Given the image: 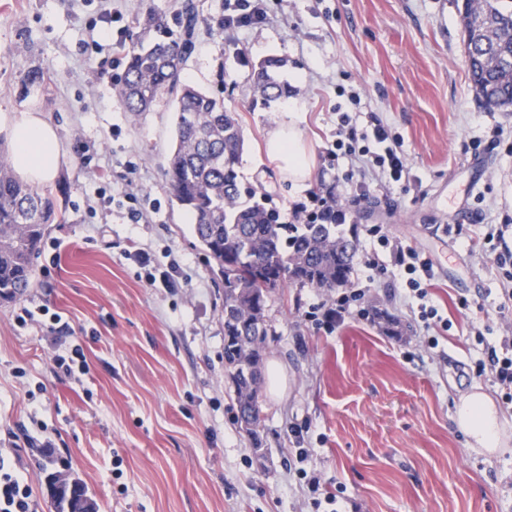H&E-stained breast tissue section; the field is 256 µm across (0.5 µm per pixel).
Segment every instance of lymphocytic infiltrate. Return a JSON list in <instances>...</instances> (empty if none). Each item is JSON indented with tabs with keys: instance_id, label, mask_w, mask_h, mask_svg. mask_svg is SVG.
Instances as JSON below:
<instances>
[{
	"instance_id": "1",
	"label": "lymphocytic infiltrate",
	"mask_w": 512,
	"mask_h": 512,
	"mask_svg": "<svg viewBox=\"0 0 512 512\" xmlns=\"http://www.w3.org/2000/svg\"><path fill=\"white\" fill-rule=\"evenodd\" d=\"M325 160L345 162L346 173L341 184H320L307 192L304 199L291 203L285 221L289 224H352L356 221L355 205L368 198L373 182H381L386 188H400L409 192L412 177L403 150V139L378 117H371L365 126L352 124L349 116H342L336 130V140L324 155ZM512 215L505 214L499 223L486 224L478 238H471L464 225L448 227L449 237L466 244L469 252H479L490 259L497 275L508 287L504 301L512 303ZM370 237L388 250L396 268L395 278L411 313L421 323L427 335L423 339L426 348L439 344L431 336L434 327L450 330L451 324L444 318L433 301L429 288L435 276L434 264L418 249L392 240L382 226L369 231ZM362 296L361 290L350 289L336 297L312 305L310 318L330 326L354 314L367 320L369 310L353 309V302ZM473 340L477 355L471 371L476 377L490 378L503 404L512 405V336L493 335L490 326L475 328ZM0 512H35L32 491L17 464L9 463L0 455Z\"/></svg>"
}]
</instances>
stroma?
Returning a JSON list of instances; mask_svg holds the SVG:
<instances>
[{
	"mask_svg": "<svg viewBox=\"0 0 512 512\" xmlns=\"http://www.w3.org/2000/svg\"><path fill=\"white\" fill-rule=\"evenodd\" d=\"M182 3L111 7L133 44L146 13L178 29ZM194 3L195 49L181 78L238 114L243 202L284 212L317 187L340 112L363 124L378 116L402 136L418 185L408 196L375 184L359 203L349 282L383 316L351 315L329 328L306 316L322 292L291 285L271 293L260 395L267 463L258 465L224 370V290L164 173L175 104L160 100L136 120L123 110L116 87L124 66L110 47L92 46L101 0H0V115L34 110L56 130L58 168L46 189L65 216L41 243L31 288L0 302V452L19 455L38 512H53L47 463L81 480L98 512H312L294 473L300 431L346 512H512V409L500 410L507 445L492 453L471 447L454 422L461 395L494 392L465 371L472 322L512 325L491 263L446 233L471 221L469 142L512 130V110L487 109L472 91L462 0H266V23L242 31L220 27L224 0ZM266 58L285 60L288 98L267 103L256 92L253 68ZM34 69L45 85L23 92ZM289 110L302 116L311 158L301 191L265 150ZM480 158L483 221L492 224L512 211V156L498 148ZM121 192L160 207L148 223H129L112 202ZM374 224L432 259V292L452 322L434 329L437 349L424 347L396 297L389 254L366 234ZM135 243L158 264L178 261L184 280L148 285L128 257ZM462 296L475 308L460 309ZM23 306L45 314L19 326ZM75 344L89 367L80 379L53 361L59 346ZM42 432L54 447L28 444Z\"/></svg>",
	"mask_w": 512,
	"mask_h": 512,
	"instance_id": "stroma-1",
	"label": "stroma"
}]
</instances>
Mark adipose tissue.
Returning a JSON list of instances; mask_svg holds the SVG:
<instances>
[{"mask_svg":"<svg viewBox=\"0 0 512 512\" xmlns=\"http://www.w3.org/2000/svg\"><path fill=\"white\" fill-rule=\"evenodd\" d=\"M299 117L287 113L269 132L265 147L268 157L287 172L294 187H301L310 170L307 149L298 132ZM13 167L24 179L45 183L54 178L58 166L57 134L38 112L18 113L11 121ZM455 423L471 440L472 447L493 450L503 447L504 427L495 402L475 390L460 397Z\"/></svg>","mask_w":512,"mask_h":512,"instance_id":"ef3b65f1","label":"adipose tissue"}]
</instances>
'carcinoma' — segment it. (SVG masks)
<instances>
[{
    "label": "carcinoma",
    "mask_w": 512,
    "mask_h": 512,
    "mask_svg": "<svg viewBox=\"0 0 512 512\" xmlns=\"http://www.w3.org/2000/svg\"><path fill=\"white\" fill-rule=\"evenodd\" d=\"M469 16H486L488 45L465 44L477 100L489 109L512 107V0H466ZM182 33L146 16L147 43L127 54L116 94L124 110L149 112L163 96L178 104L165 173L173 201L191 216L192 230L224 288V369L235 379L239 422L260 451V360L255 345L266 344L267 302L277 288L296 284L333 292L353 271V244L336 224H279L273 211L240 203L237 165L244 148L237 114L224 100L181 79L194 51L195 6L181 13ZM286 61L268 58L256 68L262 99L288 96L278 80ZM64 220L48 193L15 173L11 156L0 148V302H12L31 287L33 260L52 224ZM56 512H65L70 483L48 474Z\"/></svg>",
    "instance_id": "cac0c4a2"
}]
</instances>
